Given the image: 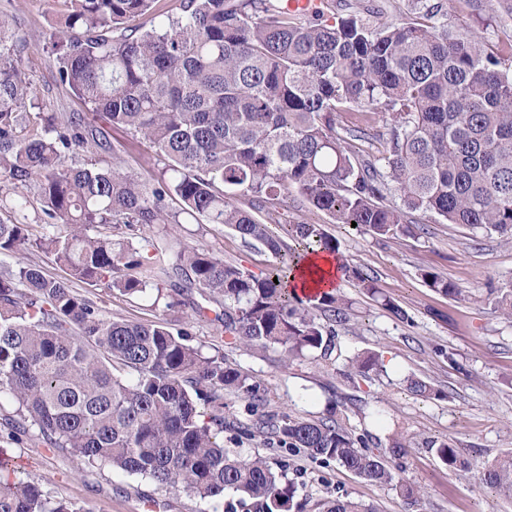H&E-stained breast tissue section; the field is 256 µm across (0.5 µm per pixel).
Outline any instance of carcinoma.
<instances>
[{
  "mask_svg": "<svg viewBox=\"0 0 512 512\" xmlns=\"http://www.w3.org/2000/svg\"><path fill=\"white\" fill-rule=\"evenodd\" d=\"M51 35L57 80L93 112L146 142L165 166L146 184L114 163L99 168L69 155L109 149L79 112L27 111L35 92L25 44L0 15V183L21 189L10 208L41 204V231L0 222V255L22 247L53 255L68 278L37 264L0 272V395L18 404L12 432L34 428L42 443L88 467L141 476L160 489L202 501L237 494L244 512H299L297 487L264 458L224 448V392L246 395L252 432L334 461L356 476L392 483L413 504L420 489L396 479L341 418L319 420L261 411L266 390L224 359L188 343L162 321L135 323L104 314L73 284L133 296L163 283L197 289L224 303V334L244 347H276L287 360H331L337 328L349 321L337 293L301 297L288 274L308 255L340 254L322 224L288 215L297 196L336 224L382 240L434 215L512 239V51L486 48L448 27V0L424 4V21L376 26L358 15L304 20L282 0H68ZM342 112L389 116L384 152L357 155ZM247 197V207L224 193ZM396 194L401 204H388ZM182 203L181 213L169 199ZM222 224L247 246L276 259L254 274L208 250L172 251L166 231L180 214ZM161 227V244L137 254L96 227ZM345 277L366 293L374 279L356 265ZM433 290L465 297L458 284L421 273ZM493 309L512 320V285L492 289ZM375 353L347 358L350 382L383 372ZM409 390L441 396L411 378ZM450 470L469 464L456 446L433 441ZM482 482L512 497V455L485 463ZM0 512H80L33 480L0 477ZM324 512H377L340 496Z\"/></svg>",
  "mask_w": 512,
  "mask_h": 512,
  "instance_id": "carcinoma-1",
  "label": "carcinoma"
}]
</instances>
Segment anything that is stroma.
Here are the masks:
<instances>
[{"instance_id": "stroma-1", "label": "stroma", "mask_w": 512, "mask_h": 512, "mask_svg": "<svg viewBox=\"0 0 512 512\" xmlns=\"http://www.w3.org/2000/svg\"><path fill=\"white\" fill-rule=\"evenodd\" d=\"M333 17L355 13L371 22H411L420 19L419 0H331ZM0 12L13 19L28 50L24 65L33 82L37 102L53 112H81L89 125L103 128L110 144L100 152L101 165L121 161L129 170L150 178L164 163L149 146L126 130L107 125L101 114L56 82V60L48 53L52 25L67 13L66 0H0ZM448 24L468 30L480 43L498 49L512 43V15L498 0H448ZM292 216L326 225L340 242L347 263L360 266L379 290L372 296L343 280L339 292L349 302L350 320L338 330L343 354L375 352L385 371L368 380L349 383L338 374L337 363L310 358L287 361L274 348H245L232 343L217 321L221 304L192 290L186 304L166 307L155 291L122 297L104 286L77 284L106 315L130 321H167L188 331L193 346L208 356L224 359L248 374L267 391L266 413L317 420L337 408L353 434L365 436L373 451L385 453L391 470L423 493L409 505L398 489L357 477L336 464H323L294 454L278 443L256 435L241 437L254 415L242 395H224V445L241 457L260 456L282 467L298 487L304 512H320L323 500L342 496L378 512H512V499L500 495L477 475L449 470L431 441H449L469 460L484 463L512 452V322L498 317L488 292L512 283V241L497 233L430 217L410 233L379 240L329 223L321 212L289 201ZM201 246L224 261L252 272L264 271L272 255L262 247H248L221 224H184L172 235ZM429 270L457 283L466 300L453 301L426 286ZM390 298L408 314L400 319L386 309ZM201 315H194V308ZM418 377L433 383L441 397L422 400L406 390V380ZM400 435L401 454L389 452L390 438ZM6 477L22 476L38 482L51 497L71 502L83 512H228L235 495L218 504L188 494L156 488L150 481L112 471L88 468L68 452L40 443L35 432L19 434L4 447Z\"/></svg>"}]
</instances>
